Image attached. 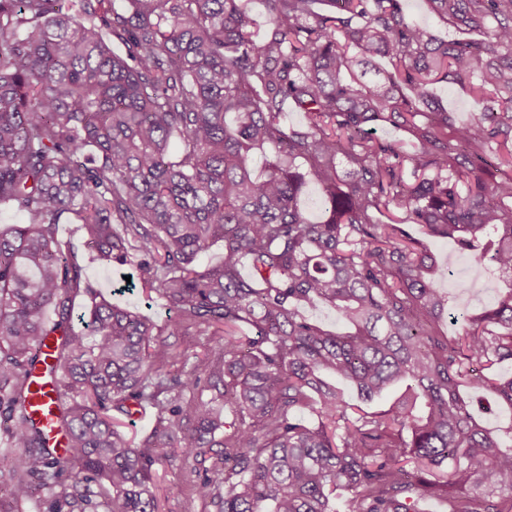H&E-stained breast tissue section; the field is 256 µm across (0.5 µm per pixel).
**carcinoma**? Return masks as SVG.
<instances>
[{"label": "carcinoma", "mask_w": 512, "mask_h": 512, "mask_svg": "<svg viewBox=\"0 0 512 512\" xmlns=\"http://www.w3.org/2000/svg\"><path fill=\"white\" fill-rule=\"evenodd\" d=\"M427 2L488 39L441 41L401 0H265L262 34L244 0H0V205L23 217L0 230V426L21 449L0 453V475L15 505L49 488L45 512H159L154 466L175 448L202 467L193 490L213 512H420L431 496L512 512V427L488 428L464 396L478 384L512 411V379L492 374L512 360V287L440 335L448 270L405 229L512 280V0ZM378 58L390 69L356 74ZM438 80L483 107L456 123ZM288 101L304 127L283 124ZM378 124L415 150L373 138ZM303 164L318 224L299 205ZM64 214L100 260L136 259L178 316L170 335L220 337L206 369L62 257ZM216 242L221 262L200 265ZM79 292L85 332L70 325ZM318 302L351 331L308 321ZM48 359L62 450L26 408ZM341 382L363 403L405 388L378 413ZM144 408L155 426L129 441L118 416ZM373 137L390 142H397L405 154L412 152L413 138L406 132L395 129L389 125L379 124L375 126ZM301 206L308 219L317 223L323 216V208L320 204L319 190L315 180L311 177L307 178L305 193L301 199Z\"/></svg>", "instance_id": "cac0c4a2"}]
</instances>
